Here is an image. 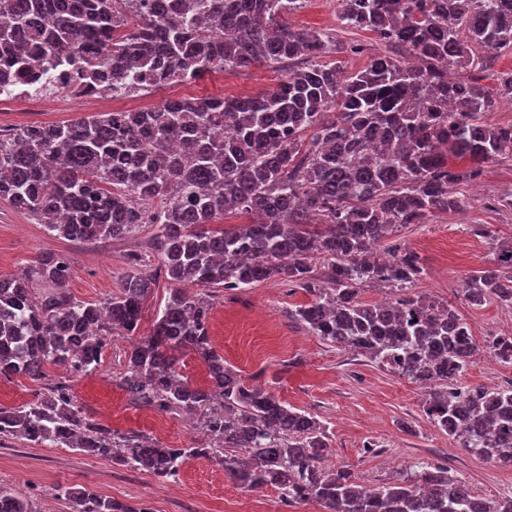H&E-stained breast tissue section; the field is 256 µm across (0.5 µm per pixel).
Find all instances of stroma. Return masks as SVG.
Instances as JSON below:
<instances>
[{"instance_id": "35a3bbf8", "label": "stroma", "mask_w": 512, "mask_h": 512, "mask_svg": "<svg viewBox=\"0 0 512 512\" xmlns=\"http://www.w3.org/2000/svg\"><path fill=\"white\" fill-rule=\"evenodd\" d=\"M338 0H306L288 15L290 25L315 29L347 40L337 19ZM287 65L256 64L183 83L186 97L246 96L275 88ZM157 89L133 99L74 98L60 92L40 109L0 101V128L63 124L101 112L152 107L169 98ZM467 208L438 214L427 224H410L397 242L417 252L424 273L414 294L442 301L470 323L481 350L464 383L500 387L512 383V365L493 357L484 344L512 334V310L493 303L471 305L462 295L465 276L495 258L489 241L474 225H494L501 239L512 238V158L484 165L479 180L461 185ZM156 225H144L123 240L69 241L52 236L44 225L0 198V276L16 275L45 253L65 255L71 265L67 291L82 302L99 303L118 292L126 256L138 252L156 264L151 241ZM308 293L277 281L242 291H217L210 318L214 349L247 385H260L295 408L317 415L328 427L329 454L367 486L403 478L420 464L450 468L473 492L486 498L512 496V466L488 463L458 448L430 423L425 390L389 369L365 362L348 348L313 336L288 317L307 302ZM131 340L112 335L99 368L89 375H66L48 366L47 382L67 377L78 405L93 420L123 432L149 435L166 448L203 445L204 436L182 415L165 414L134 403L119 385ZM0 483L37 498L41 512H71L58 492L85 488L126 503H142L151 512H322L314 502L288 503L265 486L243 491L218 459H191L179 476L161 479L147 471L122 468L107 459L67 448H44L9 437L0 439Z\"/></svg>"}]
</instances>
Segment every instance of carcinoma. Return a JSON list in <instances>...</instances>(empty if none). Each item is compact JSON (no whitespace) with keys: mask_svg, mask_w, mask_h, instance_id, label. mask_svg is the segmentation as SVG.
<instances>
[{"mask_svg":"<svg viewBox=\"0 0 512 512\" xmlns=\"http://www.w3.org/2000/svg\"><path fill=\"white\" fill-rule=\"evenodd\" d=\"M302 2L0 0V69L26 77L32 58L43 69L69 52L81 65L60 84L74 93L148 92L221 68L303 62L263 95L0 128V197L16 210L72 241L121 239L155 224L161 244L155 270L129 254L135 272L100 304L69 295L62 254L0 279V377L41 385L33 401L0 407V438L71 448L159 478L214 457L243 490L271 486L323 512H512V498L476 495L446 468L425 465L376 487L347 469L321 468L326 425L245 385L211 346V289L270 279L303 288L311 299L289 318L427 387L433 425L470 454L512 465V384L462 383L479 352L471 327L451 306L410 295L424 272L416 252L394 244L386 260L376 250L409 224L461 209L456 187L482 176L483 162L512 157V124L490 118L499 100H512V70L492 90L448 80L450 69H482L485 52H512V0H341L342 27L372 32L382 47L353 72L322 58L369 46L283 22ZM226 213L248 221L211 227ZM474 232L495 243L497 256L465 277L463 296L512 308V241L490 224ZM317 264L327 278L315 275ZM160 270L177 287L152 333L131 346L120 385L136 404L197 417L203 448H164L113 430L83 415L69 381L43 384L47 366L91 373L108 336L135 334ZM38 281L47 288L37 296ZM366 287L396 297L366 302ZM485 348L512 364V335ZM187 349L205 363L208 386L176 371L175 353ZM63 496L73 512H149L86 489ZM0 512L41 510L0 484Z\"/></svg>","mask_w":512,"mask_h":512,"instance_id":"cac0c4a2","label":"carcinoma"}]
</instances>
